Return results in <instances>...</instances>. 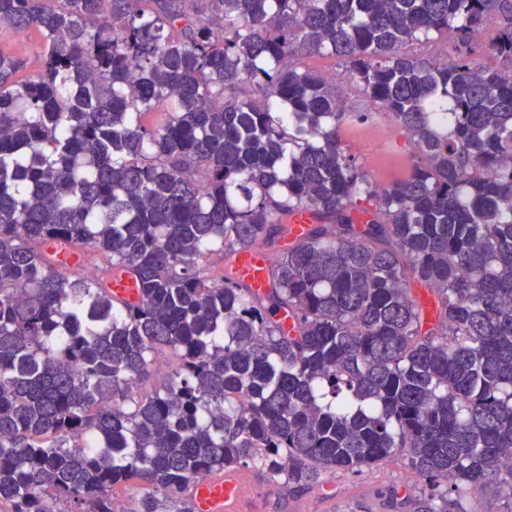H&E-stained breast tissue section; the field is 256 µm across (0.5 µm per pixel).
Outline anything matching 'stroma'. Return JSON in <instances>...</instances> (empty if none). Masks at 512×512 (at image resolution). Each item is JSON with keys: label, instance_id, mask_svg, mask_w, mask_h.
Masks as SVG:
<instances>
[{"label": "stroma", "instance_id": "obj_1", "mask_svg": "<svg viewBox=\"0 0 512 512\" xmlns=\"http://www.w3.org/2000/svg\"><path fill=\"white\" fill-rule=\"evenodd\" d=\"M40 42L41 36L34 30L20 35L7 27L0 29V48L26 61L16 81L38 76ZM341 139L374 183H391L409 171V147L388 116H378L372 122H347L341 128ZM250 476L257 491L247 503V512H417L416 502L423 495L422 482L399 458L354 474L325 473L321 485L307 489L270 483L255 469Z\"/></svg>", "mask_w": 512, "mask_h": 512}]
</instances>
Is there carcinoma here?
<instances>
[{
  "instance_id": "1",
  "label": "carcinoma",
  "mask_w": 512,
  "mask_h": 512,
  "mask_svg": "<svg viewBox=\"0 0 512 512\" xmlns=\"http://www.w3.org/2000/svg\"><path fill=\"white\" fill-rule=\"evenodd\" d=\"M61 2L0 0L42 35L35 79L0 50V503L116 512L139 485L134 512H196L208 476L308 488L395 456L425 512L512 487V0ZM492 25L508 68L476 65ZM448 38L443 64L405 52ZM314 52L391 116L407 176L347 151L374 113ZM87 248L106 275L66 272ZM304 64L312 70H317L336 78V85L341 93L347 97L349 106L370 110L372 112H382L376 110L372 103L354 93V91L344 83V68L341 66L337 57L335 58L327 53L308 54L305 56ZM268 263L269 258L264 254L246 253L239 261L240 275L255 288H262Z\"/></svg>"
}]
</instances>
